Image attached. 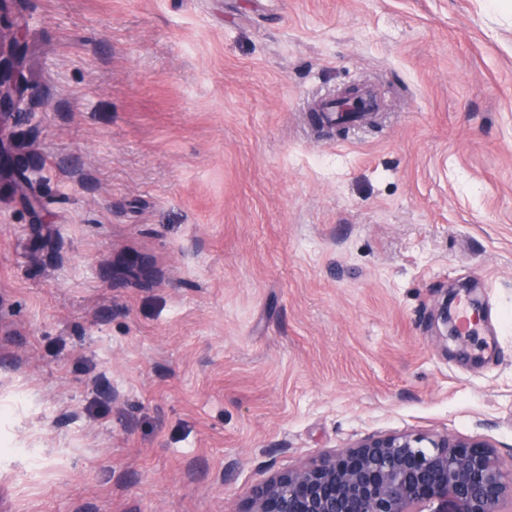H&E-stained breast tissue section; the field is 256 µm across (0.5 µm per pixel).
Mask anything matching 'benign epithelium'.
<instances>
[{"label":"benign epithelium","instance_id":"7a95c632","mask_svg":"<svg viewBox=\"0 0 512 512\" xmlns=\"http://www.w3.org/2000/svg\"><path fill=\"white\" fill-rule=\"evenodd\" d=\"M0 0V156L8 151L13 112L23 93V38L28 21L7 16ZM18 170L14 189L33 213L39 199ZM442 341L458 324L440 304ZM512 504V464L482 442L443 434L367 437L295 469L276 472L255 486L244 512H505Z\"/></svg>","mask_w":512,"mask_h":512}]
</instances>
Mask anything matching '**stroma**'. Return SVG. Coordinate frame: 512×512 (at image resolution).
Instances as JSON below:
<instances>
[{"instance_id":"stroma-1","label":"stroma","mask_w":512,"mask_h":512,"mask_svg":"<svg viewBox=\"0 0 512 512\" xmlns=\"http://www.w3.org/2000/svg\"><path fill=\"white\" fill-rule=\"evenodd\" d=\"M10 8L0 512H243L392 433L512 456V0ZM349 87L379 122L317 128ZM10 1H0V157L8 151L13 112L23 93L22 47L28 28V21L20 16L3 24V18H8L5 5ZM31 180L23 170H18L14 175V189L18 199L23 202L33 213L40 210L39 199L31 193Z\"/></svg>"}]
</instances>
